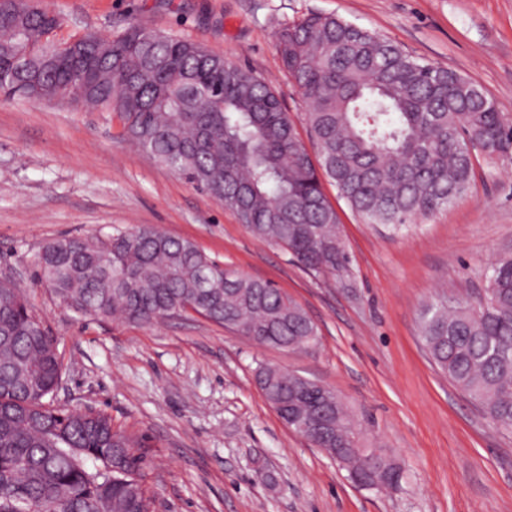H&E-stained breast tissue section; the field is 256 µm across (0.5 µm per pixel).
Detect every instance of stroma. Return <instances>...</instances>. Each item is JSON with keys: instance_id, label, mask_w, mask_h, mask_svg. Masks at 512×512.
<instances>
[{"instance_id": "1", "label": "stroma", "mask_w": 512, "mask_h": 512, "mask_svg": "<svg viewBox=\"0 0 512 512\" xmlns=\"http://www.w3.org/2000/svg\"><path fill=\"white\" fill-rule=\"evenodd\" d=\"M54 41L130 26L206 45L265 77L295 121L303 106L274 33L311 13L387 36L481 85L512 116V0H39ZM346 271L316 277L235 214L139 151L108 112L0 93V274L27 292L57 339L55 402L107 413L150 445L152 512H512V434L431 362L418 312L475 299L488 263L512 253V156L480 162L469 195L407 231L367 224L338 197ZM153 227L273 283L320 331L283 350L183 314L151 326L81 316L37 283L43 244ZM270 364L340 394L360 430L402 470L366 489L289 429L254 379Z\"/></svg>"}]
</instances>
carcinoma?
<instances>
[{"label": "carcinoma", "instance_id": "cac0c4a2", "mask_svg": "<svg viewBox=\"0 0 512 512\" xmlns=\"http://www.w3.org/2000/svg\"><path fill=\"white\" fill-rule=\"evenodd\" d=\"M58 24L33 0H0V92L112 113L140 151L232 210L259 240L286 247L314 276L350 263L324 183L366 223L400 233L466 195L479 158L512 155V118L480 85L333 15L309 14L276 35L311 151L263 78L141 26L116 39H78L100 73L77 97L79 77L49 39ZM37 278L83 316L150 326L190 305L258 345L318 342L307 312L272 283L153 228L50 240ZM485 280L473 302L425 304L420 339L448 380L512 433V255L490 263ZM41 323L26 293L1 275L0 512H151L146 439L101 411L54 404L62 364L52 336L37 333ZM270 370L272 407L282 396L303 412L329 409L331 423L316 426L313 443L350 441L354 421L331 392L278 368L258 372Z\"/></svg>", "mask_w": 512, "mask_h": 512}]
</instances>
